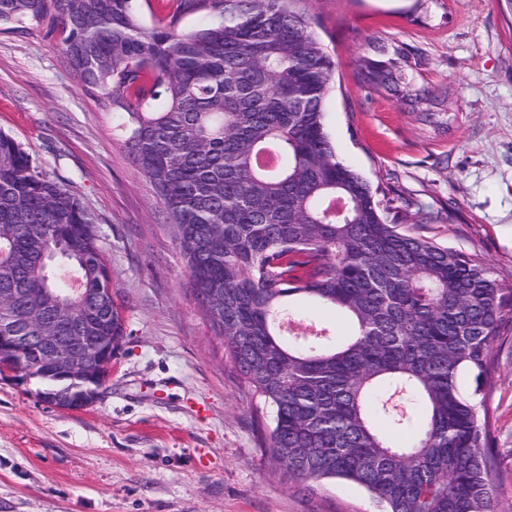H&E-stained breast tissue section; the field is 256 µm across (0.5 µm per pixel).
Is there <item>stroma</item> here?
<instances>
[{
	"mask_svg": "<svg viewBox=\"0 0 512 512\" xmlns=\"http://www.w3.org/2000/svg\"><path fill=\"white\" fill-rule=\"evenodd\" d=\"M336 62L325 122L389 221L479 254L512 289V9L505 0H303ZM423 62L430 116L360 78L376 43ZM0 132L90 214L125 336L97 399L72 411L0 372V512H378L340 479H288L262 454L269 410L226 360L189 289L153 187L111 108L82 89L56 41L0 31ZM438 213L413 225L419 209ZM484 394L494 504L512 512V332Z\"/></svg>",
	"mask_w": 512,
	"mask_h": 512,
	"instance_id": "35a3bbf8",
	"label": "stroma"
}]
</instances>
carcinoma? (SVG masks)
<instances>
[{
	"instance_id": "cac0c4a2",
	"label": "carcinoma",
	"mask_w": 512,
	"mask_h": 512,
	"mask_svg": "<svg viewBox=\"0 0 512 512\" xmlns=\"http://www.w3.org/2000/svg\"><path fill=\"white\" fill-rule=\"evenodd\" d=\"M301 0H193L198 29L141 23L140 0H0V27L62 44L85 90L119 114L125 144L178 240L191 292L241 383L270 408L264 448L295 480L342 479L382 512H495L488 408L507 293L473 255L387 220L324 123L335 63ZM364 83L428 112L418 60L376 47ZM277 156L272 168L256 159ZM0 292L49 313L112 287L92 219L0 133ZM354 332H295L299 302ZM121 338L117 308L98 325ZM474 383L463 389L462 376ZM426 424L397 446L374 429Z\"/></svg>"
}]
</instances>
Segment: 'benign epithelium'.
<instances>
[{"mask_svg": "<svg viewBox=\"0 0 512 512\" xmlns=\"http://www.w3.org/2000/svg\"><path fill=\"white\" fill-rule=\"evenodd\" d=\"M16 297L17 293L7 290L0 294V368L32 377L22 359L31 348L35 365L50 380L43 398L69 410L90 405L108 376L118 342L85 330L78 336H66L64 332L75 327L73 317L65 313L51 318L22 314Z\"/></svg>", "mask_w": 512, "mask_h": 512, "instance_id": "7a95c632", "label": "benign epithelium"}]
</instances>
